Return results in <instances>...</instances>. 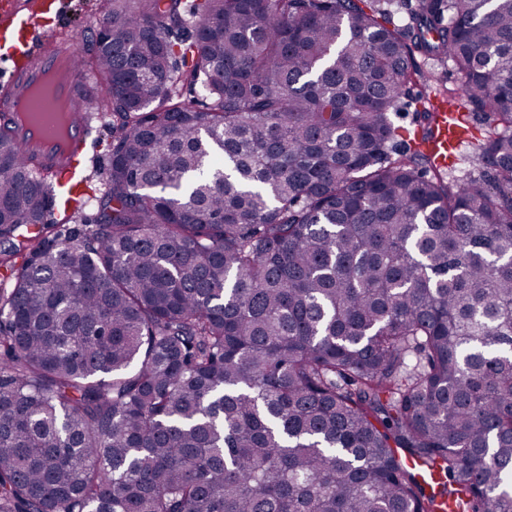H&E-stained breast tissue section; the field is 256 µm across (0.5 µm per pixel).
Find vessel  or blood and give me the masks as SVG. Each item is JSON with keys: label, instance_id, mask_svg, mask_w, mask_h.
Listing matches in <instances>:
<instances>
[{"label": "vessel or blood", "instance_id": "obj_1", "mask_svg": "<svg viewBox=\"0 0 512 512\" xmlns=\"http://www.w3.org/2000/svg\"><path fill=\"white\" fill-rule=\"evenodd\" d=\"M66 23L65 0H38L35 11L25 16L17 0H0V43L8 47L0 60L10 65L0 86V118L14 122L26 157L68 180L89 142L82 100L88 78L75 63L78 48L51 40ZM465 123L464 113L438 107L433 147L440 168H447L448 147L459 141Z\"/></svg>", "mask_w": 512, "mask_h": 512}]
</instances>
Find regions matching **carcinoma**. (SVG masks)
<instances>
[{
	"mask_svg": "<svg viewBox=\"0 0 512 512\" xmlns=\"http://www.w3.org/2000/svg\"><path fill=\"white\" fill-rule=\"evenodd\" d=\"M100 9L101 188L0 122V512H512V0ZM417 64L424 70L427 75L426 80H421L413 85L405 99V103L401 106L397 114L392 115L395 126H400L399 132L408 136L406 130L413 134L415 128L416 112L422 109L423 103L427 96L433 97V91H451L461 94L463 78L455 70L450 60L441 63L438 61H422L420 56H416ZM442 75L437 81H432V76ZM443 81V86L436 83ZM432 91V92H431ZM404 128V129H403ZM437 112L435 114V142L433 148L436 152L440 153L439 167L440 169L448 168V143L456 144L463 131V126L466 124V115L463 112H453L449 115L448 110L439 101L436 102ZM475 125L470 118L469 130L466 139L456 151L454 161L449 164L452 167L444 172L443 178L449 182L454 183L468 178L475 172L477 174L478 166L474 161V144H477L476 138L480 137V132L474 128Z\"/></svg>",
	"mask_w": 512,
	"mask_h": 512,
	"instance_id": "1",
	"label": "carcinoma"
}]
</instances>
